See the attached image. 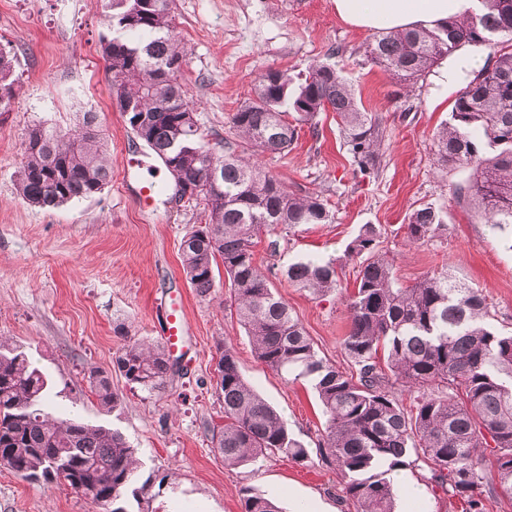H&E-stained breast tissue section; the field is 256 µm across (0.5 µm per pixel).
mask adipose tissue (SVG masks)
<instances>
[{"instance_id": "obj_1", "label": "adipose tissue", "mask_w": 512, "mask_h": 512, "mask_svg": "<svg viewBox=\"0 0 512 512\" xmlns=\"http://www.w3.org/2000/svg\"><path fill=\"white\" fill-rule=\"evenodd\" d=\"M337 15L366 31L434 28L463 18L481 7L480 0H333Z\"/></svg>"}]
</instances>
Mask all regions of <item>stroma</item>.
<instances>
[{
    "label": "stroma",
    "mask_w": 512,
    "mask_h": 512,
    "mask_svg": "<svg viewBox=\"0 0 512 512\" xmlns=\"http://www.w3.org/2000/svg\"><path fill=\"white\" fill-rule=\"evenodd\" d=\"M186 50L184 80L209 143L223 150L230 117L249 98L267 68L290 76L318 61L329 63L355 88L365 111L378 119L379 157L373 175L356 172L332 112L320 113L317 131L302 130L288 153L263 164L287 187L325 200L326 224L281 226L263 233L255 263L303 325L320 356L343 370L349 328L345 297L360 265L347 247L364 225L375 227L380 248L395 260L402 285L445 268L488 298L494 325L512 330V249L494 236L473 205L456 198L468 169L439 167L434 136L449 119L465 78L459 59L493 63L484 45H465L401 94L395 81L367 58L369 31L339 18L333 0H174ZM108 29L93 0H0V47L17 55L18 95L0 115V338L26 346L53 383V412L76 415L121 431L146 470L165 480L154 512H241L243 489L274 500L282 512H355L335 470L317 457L298 463L268 457L254 466H228L213 449L210 427L224 423L215 393L216 367L232 347L239 368L285 420L289 432L312 449L325 419L307 381H288L254 356L251 338L225 309L227 288L203 298L188 283L180 243L205 223L202 202L157 197L140 210L120 192L123 169L169 180L164 165L127 128L112 102L100 51ZM98 115L112 165V180L98 194L52 210L25 202L19 172L29 129L41 124L67 132L84 113ZM425 204L441 209L447 229L425 244L406 241V224ZM305 257L332 260L338 287L316 298L291 286L284 272ZM171 295L188 321L192 361L171 355L167 387L159 394L130 389L112 359L126 342L157 345L156 301ZM127 336H118L117 324ZM109 373L120 402L100 408L88 388L89 369ZM405 470L395 485L398 512H462L423 479ZM418 507L407 503L406 483ZM0 512H96L66 487L28 482L0 470Z\"/></svg>",
    "instance_id": "35a3bbf8"
}]
</instances>
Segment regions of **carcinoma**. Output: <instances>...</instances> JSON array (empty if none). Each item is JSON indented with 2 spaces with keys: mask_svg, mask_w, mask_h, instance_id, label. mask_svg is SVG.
Wrapping results in <instances>:
<instances>
[{
  "mask_svg": "<svg viewBox=\"0 0 512 512\" xmlns=\"http://www.w3.org/2000/svg\"><path fill=\"white\" fill-rule=\"evenodd\" d=\"M482 9L434 28L381 31L367 58L407 90L464 45L496 49L493 67L459 91L450 120L437 132L434 155L441 167L467 166L469 184L457 188L481 208L484 223L512 242V0H480ZM174 0H95L112 31L100 41L110 91L124 121L204 203L206 233L194 229L180 243L185 277L201 297L216 288L224 266L230 300L251 336L254 354L294 381L312 383L325 417L316 448L336 468L356 512H396L394 481L400 471L427 465L429 480L465 512H489L488 504L512 500V333L489 323L481 290L433 271L402 286L393 260L378 249L377 232L364 226L349 245L360 259L357 288L347 297L350 326L342 341L353 370L319 355L288 304L276 297L254 261V246L279 225L324 224L331 218L317 195H297L259 159L282 154L303 127L317 131L321 112L340 118L345 144L360 173L374 170L377 118L362 109L350 82L324 62L299 82L278 69L261 73L252 95L233 113L240 144L210 146L187 99L182 75L185 51ZM15 56L0 48V115L17 96ZM150 118L141 129L124 103ZM112 179L97 114L83 115L75 133L42 125L27 134L20 193L28 204L53 209L88 198ZM444 231L439 209L424 205L409 217L407 240L431 241ZM289 283L313 296L337 288L336 265L306 259L288 265ZM114 366L130 387L149 394L165 388L169 365L158 347L129 344ZM224 425L212 427L215 450L229 466L262 457L309 458L276 409L243 377L232 348L217 364ZM88 384L104 409L119 396L109 378L92 369ZM410 393L404 407L396 397ZM52 384L21 345L0 340V467L30 482H56L94 504L99 512H154L148 491L156 475L140 463L119 431L77 416L49 411ZM242 512H279L271 500L242 493Z\"/></svg>",
  "mask_w": 512,
  "mask_h": 512,
  "instance_id": "1",
  "label": "carcinoma"
}]
</instances>
